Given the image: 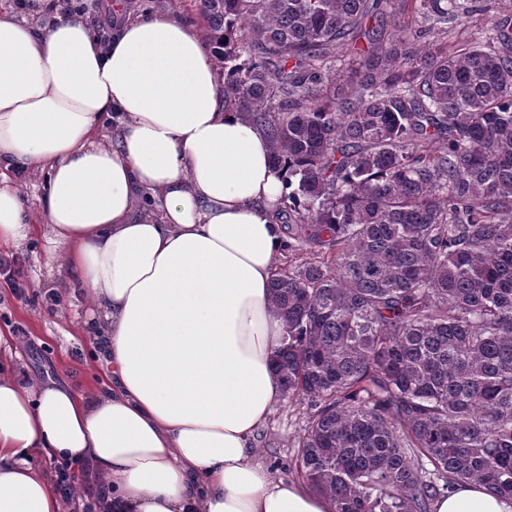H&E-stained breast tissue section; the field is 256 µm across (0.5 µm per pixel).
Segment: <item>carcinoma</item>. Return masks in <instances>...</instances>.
Here are the masks:
<instances>
[{
  "label": "carcinoma",
  "mask_w": 512,
  "mask_h": 512,
  "mask_svg": "<svg viewBox=\"0 0 512 512\" xmlns=\"http://www.w3.org/2000/svg\"><path fill=\"white\" fill-rule=\"evenodd\" d=\"M197 0L224 102L268 133L290 238L274 274L298 462L332 512L512 498V18L455 50L458 0ZM359 55L336 96V63ZM433 512H512V499L490 494L477 483H467L438 498Z\"/></svg>",
  "instance_id": "obj_1"
}]
</instances>
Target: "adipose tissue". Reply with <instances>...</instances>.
<instances>
[{"mask_svg": "<svg viewBox=\"0 0 512 512\" xmlns=\"http://www.w3.org/2000/svg\"><path fill=\"white\" fill-rule=\"evenodd\" d=\"M113 117L115 146L98 142ZM46 172L45 220L99 311L105 380L0 376V512H63L36 457L84 469L93 512H332L273 478L254 436L280 394L269 297L286 182L265 132L224 104L214 54L182 20L0 17V166ZM31 227L0 184V245ZM433 512H512L467 483Z\"/></svg>", "mask_w": 512, "mask_h": 512, "instance_id": "obj_1", "label": "adipose tissue"}]
</instances>
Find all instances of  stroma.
I'll return each mask as SVG.
<instances>
[{
  "label": "stroma",
  "instance_id": "stroma-1",
  "mask_svg": "<svg viewBox=\"0 0 512 512\" xmlns=\"http://www.w3.org/2000/svg\"><path fill=\"white\" fill-rule=\"evenodd\" d=\"M42 15L31 14L17 0H0V16L27 19L35 30H43L64 8L79 12L88 26H95L98 0H49ZM468 7L461 23L450 29L447 43L456 48L480 37L497 17L512 14V0H464ZM130 17L143 15L176 16L202 30L203 21L193 0H135L126 7ZM14 187L36 232L19 245L0 249V334L9 336L19 356L12 359V373L29 374L64 381L75 391L91 392L100 383L99 364L93 346L96 311L85 289L65 265L60 251L47 241L44 198L47 178L32 167L9 172ZM15 278L24 286L17 294L6 285ZM58 292L62 306L50 309L43 302L45 293ZM308 421L303 401L280 398L269 420L258 429L254 446L266 468L278 478L301 481L297 467L298 441Z\"/></svg>",
  "mask_w": 512,
  "mask_h": 512
}]
</instances>
